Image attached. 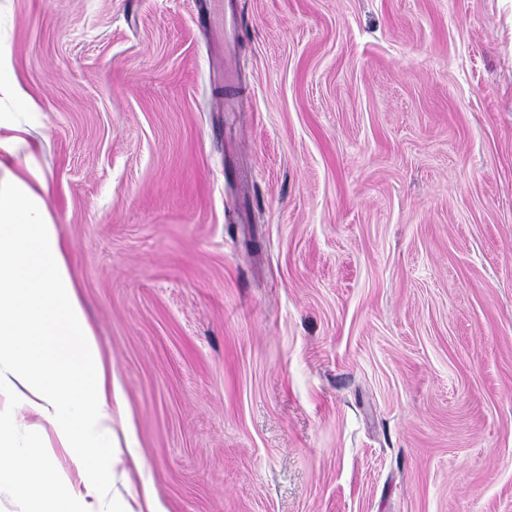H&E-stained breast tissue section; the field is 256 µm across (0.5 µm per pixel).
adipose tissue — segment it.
Segmentation results:
<instances>
[{"instance_id":"ef3b65f1","label":"adipose tissue","mask_w":512,"mask_h":512,"mask_svg":"<svg viewBox=\"0 0 512 512\" xmlns=\"http://www.w3.org/2000/svg\"><path fill=\"white\" fill-rule=\"evenodd\" d=\"M40 149L0 115V487H17L19 512H164L148 494L126 500L106 475L120 392L47 206ZM16 405L49 426L70 472L37 443L18 445Z\"/></svg>"}]
</instances>
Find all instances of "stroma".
Here are the masks:
<instances>
[{
    "label": "stroma",
    "instance_id": "1",
    "mask_svg": "<svg viewBox=\"0 0 512 512\" xmlns=\"http://www.w3.org/2000/svg\"><path fill=\"white\" fill-rule=\"evenodd\" d=\"M201 2L0 0L130 492L512 512V0Z\"/></svg>",
    "mask_w": 512,
    "mask_h": 512
}]
</instances>
